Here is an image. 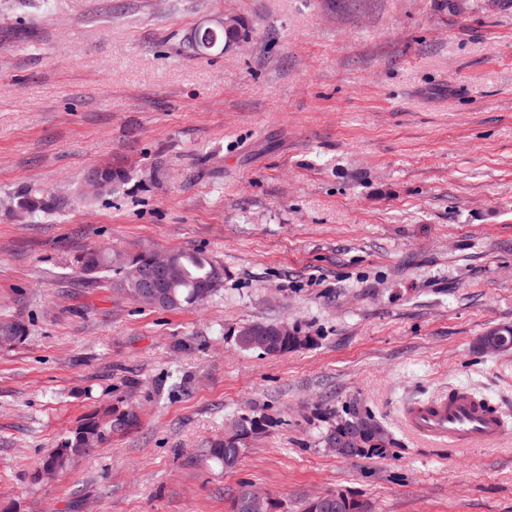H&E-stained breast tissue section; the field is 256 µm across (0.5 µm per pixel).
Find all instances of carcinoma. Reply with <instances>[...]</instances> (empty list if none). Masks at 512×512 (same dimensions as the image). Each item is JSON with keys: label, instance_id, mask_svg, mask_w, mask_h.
Here are the masks:
<instances>
[{"label": "carcinoma", "instance_id": "carcinoma-1", "mask_svg": "<svg viewBox=\"0 0 512 512\" xmlns=\"http://www.w3.org/2000/svg\"><path fill=\"white\" fill-rule=\"evenodd\" d=\"M227 35L224 30L200 34L188 48L197 55L209 54L212 49L224 46ZM153 253L144 250L129 253L122 250L112 252L100 248H89L78 260V267L89 285H97L105 279L109 287L131 300H136L139 281L136 273L149 267ZM173 265L165 282V304L163 308L173 310L204 302L215 294L224 281V269L208 258L194 252H175ZM27 325L17 317H0V348H9L22 340ZM236 343L244 350H256L266 355H279L299 347L287 336L276 333V325L255 322L249 328L238 331ZM136 422L132 413L123 414L107 422L95 417L86 419L44 461V471L59 472L67 469L78 456L89 453L112 429H124ZM273 421L262 415L243 414L233 431L214 438L210 442L211 457L233 470L247 442L265 434ZM330 438L344 441L343 448L350 458L382 449L390 443L384 428L370 415L354 409L347 417L336 420L330 429ZM277 503L270 497L256 500L251 489L242 487L234 497L233 512H276ZM303 512H368V504L344 492H333L326 499L311 498L304 503Z\"/></svg>", "mask_w": 512, "mask_h": 512}]
</instances>
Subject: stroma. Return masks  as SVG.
Masks as SVG:
<instances>
[{"mask_svg": "<svg viewBox=\"0 0 512 512\" xmlns=\"http://www.w3.org/2000/svg\"><path fill=\"white\" fill-rule=\"evenodd\" d=\"M241 18L249 43L188 34ZM124 170L109 194L96 166ZM45 199L23 212L22 192ZM197 250L224 269L197 306L90 287L87 248ZM0 512H232L241 486L301 512H512V438L462 452L409 435L454 388L512 415V0H0ZM263 321L304 343H235ZM384 452L325 444L345 409ZM134 413L66 471L92 414ZM272 419L236 469L208 443ZM215 25L221 26L223 29H215L214 32L200 34L195 44L188 41V48L193 53L197 55L209 54L215 49L221 50L223 46L227 49L233 45H241L249 39V36L242 32L241 23L236 17L224 16V19L222 18ZM224 30L234 34V37L226 43L227 35L224 33ZM212 44L214 46L208 48ZM110 170L111 167L100 166L92 169L89 172L87 176V181L89 182V185L93 189V191L97 193H102L104 191L106 186L105 179L109 174ZM109 179L111 181V186L108 191L112 192V190H114L116 187L125 183L127 176L125 171L123 170L112 169V171L110 172ZM27 333V325L17 317H0V348H9L22 340ZM249 325L250 324L245 325L241 329ZM277 325L278 324L254 322L249 328L238 331L236 335V343L241 349L249 351L256 350L266 355H279L295 349L302 344L301 341L294 343L288 336V334L296 336L295 332L288 326V324L282 323L278 326ZM276 326L277 331L281 336H277ZM258 328L264 331V336H254V330ZM268 344L275 347L273 352L270 351ZM136 422L133 413L123 414L108 422H100L96 417L87 418L79 425L44 461L45 472H59L67 469L78 456L89 453L105 439L108 429H124ZM308 499L303 506L304 512H368L367 502L344 492L330 493L325 500L320 498Z\"/></svg>", "mask_w": 512, "mask_h": 512, "instance_id": "35a3bbf8", "label": "stroma"}]
</instances>
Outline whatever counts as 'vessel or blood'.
Here are the masks:
<instances>
[{"label":"vessel or blood","mask_w":512,"mask_h":512,"mask_svg":"<svg viewBox=\"0 0 512 512\" xmlns=\"http://www.w3.org/2000/svg\"><path fill=\"white\" fill-rule=\"evenodd\" d=\"M405 421L427 441L457 448L491 445L512 433V420L498 406L465 390L410 404Z\"/></svg>","instance_id":"vessel-or-blood-1"}]
</instances>
